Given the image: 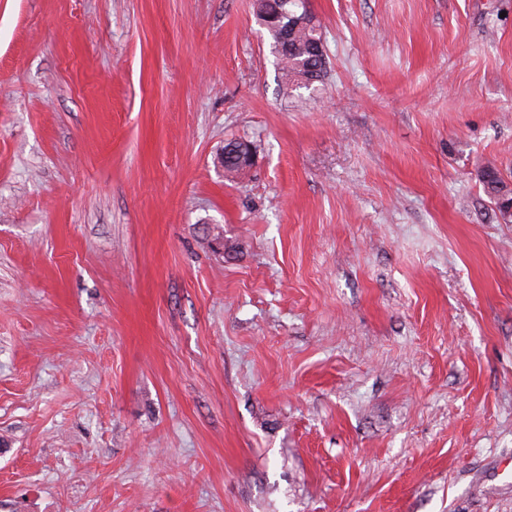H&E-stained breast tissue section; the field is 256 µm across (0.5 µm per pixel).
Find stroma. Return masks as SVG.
Returning <instances> with one entry per match:
<instances>
[{"label":"stroma","instance_id":"obj_1","mask_svg":"<svg viewBox=\"0 0 512 512\" xmlns=\"http://www.w3.org/2000/svg\"><path fill=\"white\" fill-rule=\"evenodd\" d=\"M253 3L0 0V512H512V0ZM298 0H256L255 14L263 22L272 39V50L283 65L288 84L308 86L321 82L327 74L328 56L314 54L319 43L323 42L312 18L304 9L299 13ZM285 13H288L286 18ZM306 18L302 25L292 24L294 18ZM273 19L269 23L267 19ZM286 22L282 24L283 20ZM288 23V29L284 26ZM288 43V51L284 44ZM482 182L487 191L493 196L497 208L505 218L506 211L512 200V190L508 189L507 184L502 180L495 169H486L481 174Z\"/></svg>","mask_w":512,"mask_h":512}]
</instances>
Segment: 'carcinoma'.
Instances as JSON below:
<instances>
[{
  "instance_id": "cac0c4a2",
  "label": "carcinoma",
  "mask_w": 512,
  "mask_h": 512,
  "mask_svg": "<svg viewBox=\"0 0 512 512\" xmlns=\"http://www.w3.org/2000/svg\"><path fill=\"white\" fill-rule=\"evenodd\" d=\"M255 14L272 39L273 53L283 65L289 83L300 87L324 79L328 56L319 57L313 52L322 42L321 34L295 0H256ZM481 178L501 215H506L512 203V190L494 169L484 170Z\"/></svg>"
}]
</instances>
